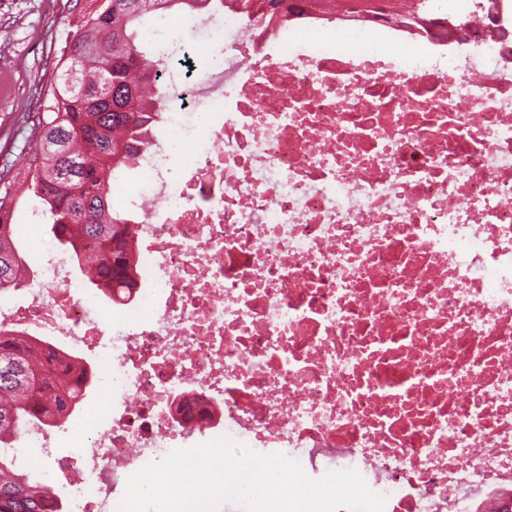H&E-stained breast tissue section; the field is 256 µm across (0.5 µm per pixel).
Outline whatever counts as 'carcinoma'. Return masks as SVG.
<instances>
[{"label": "carcinoma", "mask_w": 512, "mask_h": 512, "mask_svg": "<svg viewBox=\"0 0 512 512\" xmlns=\"http://www.w3.org/2000/svg\"><path fill=\"white\" fill-rule=\"evenodd\" d=\"M298 10L291 0H76L64 46L41 107L30 127L26 162L0 170V213L33 195L49 216L53 238L79 269L93 262L90 287L106 297L133 294L139 267L132 243L134 217L114 204L119 175L131 169L160 122L165 95L158 84L162 58L140 44L139 30L178 6L191 18L231 11L246 24L275 33L290 23L320 19L318 0ZM431 0H415L412 13L394 14L408 32L433 23ZM26 249L15 227L0 219V290L18 288L28 273ZM76 356L48 343L0 331V445L16 441L31 424L60 421L78 408L91 383ZM55 492L0 455V512H55Z\"/></svg>", "instance_id": "1"}]
</instances>
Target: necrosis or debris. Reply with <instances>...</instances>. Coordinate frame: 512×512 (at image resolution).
<instances>
[{"instance_id":"obj_1","label":"necrosis or debris","mask_w":512,"mask_h":512,"mask_svg":"<svg viewBox=\"0 0 512 512\" xmlns=\"http://www.w3.org/2000/svg\"><path fill=\"white\" fill-rule=\"evenodd\" d=\"M469 39L307 54L231 14L126 173L138 296L87 288L34 238L0 329L96 367L74 451L26 428L68 512L178 438L231 428L307 472L351 469L384 512H496L512 489V37L470 0Z\"/></svg>"}]
</instances>
